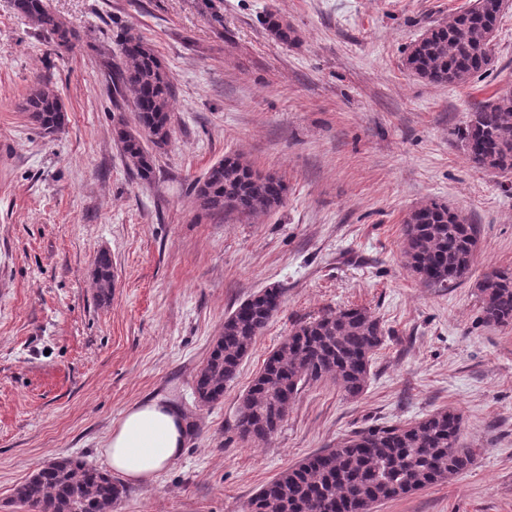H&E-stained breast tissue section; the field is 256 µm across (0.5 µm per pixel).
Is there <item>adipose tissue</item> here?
Listing matches in <instances>:
<instances>
[{
    "label": "adipose tissue",
    "mask_w": 512,
    "mask_h": 512,
    "mask_svg": "<svg viewBox=\"0 0 512 512\" xmlns=\"http://www.w3.org/2000/svg\"><path fill=\"white\" fill-rule=\"evenodd\" d=\"M186 437L181 411L167 398L154 397L124 412L104 454L111 470L131 482L149 484L182 455Z\"/></svg>",
    "instance_id": "1"
}]
</instances>
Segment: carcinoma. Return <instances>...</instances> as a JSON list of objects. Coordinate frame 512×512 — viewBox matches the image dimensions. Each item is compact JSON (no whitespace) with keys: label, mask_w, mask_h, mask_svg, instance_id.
I'll use <instances>...</instances> for the list:
<instances>
[{"label":"carcinoma","mask_w":512,"mask_h":512,"mask_svg":"<svg viewBox=\"0 0 512 512\" xmlns=\"http://www.w3.org/2000/svg\"><path fill=\"white\" fill-rule=\"evenodd\" d=\"M14 10L59 49L69 50L79 36L54 13L47 0H13ZM508 0H473L467 8L431 26L408 48L404 65L433 84H459L489 71L491 46ZM263 25L283 43L295 30L274 13ZM121 65L109 71L114 91L131 106L136 125L119 118L114 133L126 165L143 182L155 176L154 152L172 136L174 85L153 45L133 28L118 41ZM29 119L47 134L61 129L65 108L50 82L35 85L21 104ZM457 138L475 167L490 173L512 171V92L479 102ZM191 190L205 213L265 214L282 205L286 188L274 175L261 174L236 154L213 164ZM477 250V227L448 205L426 202L403 224V257L424 283H460L470 273ZM93 284L100 302L112 297L110 253L95 260ZM481 320L512 325V268L488 271L478 283ZM284 291L264 288L224 319L194 379L200 406L224 397L258 336L279 310ZM385 341L380 321L364 308H345L299 324L270 353L240 398L236 428L252 443L265 441L281 427L288 405L301 386L326 376L349 397L359 396L370 377L372 357ZM462 416L437 410L402 425L356 431L336 447L311 454L264 484L247 512H373L376 505L423 490L469 470L475 449L461 442ZM124 493L112 476L81 460L50 461L15 489L31 512H113Z\"/></svg>","instance_id":"cac0c4a2"}]
</instances>
